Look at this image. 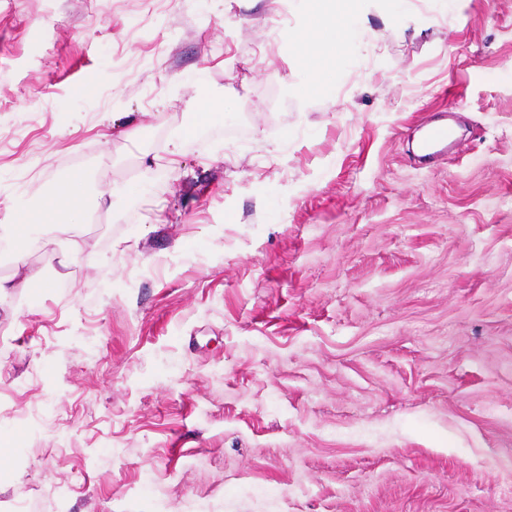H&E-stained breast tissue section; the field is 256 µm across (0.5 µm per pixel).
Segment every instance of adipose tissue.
I'll use <instances>...</instances> for the list:
<instances>
[{"label":"adipose tissue","mask_w":512,"mask_h":512,"mask_svg":"<svg viewBox=\"0 0 512 512\" xmlns=\"http://www.w3.org/2000/svg\"><path fill=\"white\" fill-rule=\"evenodd\" d=\"M361 5L362 0H305L303 23L291 39L309 75L306 96L327 95L330 61L342 59L365 38ZM82 180L81 173H72L65 184L38 203L20 204L18 223L0 224V240H8L14 264L12 275L0 278V298L42 282L41 270L26 260L42 233L55 234L67 256L82 251L85 202L77 190Z\"/></svg>","instance_id":"1"}]
</instances>
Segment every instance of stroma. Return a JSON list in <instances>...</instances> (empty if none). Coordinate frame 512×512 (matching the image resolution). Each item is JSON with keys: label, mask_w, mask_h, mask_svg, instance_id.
<instances>
[{"label": "stroma", "mask_w": 512, "mask_h": 512, "mask_svg": "<svg viewBox=\"0 0 512 512\" xmlns=\"http://www.w3.org/2000/svg\"><path fill=\"white\" fill-rule=\"evenodd\" d=\"M304 9L0 0V224L88 203L0 299V512H512V0H366L320 98ZM456 141L457 131L452 123H433L426 130L421 149L423 151H433L445 145L455 144ZM82 180L80 172L72 173L65 184L42 196L38 203H21L18 224H0V240H8L14 264L12 275L0 278V298L42 282V271L30 265L26 255L45 231L55 234L68 257L83 250L85 202L77 190Z\"/></svg>", "instance_id": "35a3bbf8"}]
</instances>
